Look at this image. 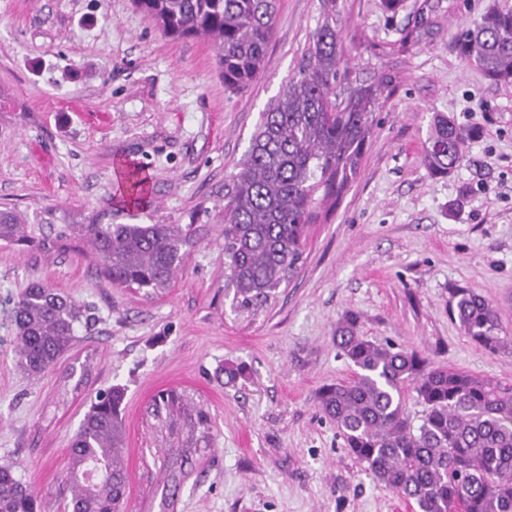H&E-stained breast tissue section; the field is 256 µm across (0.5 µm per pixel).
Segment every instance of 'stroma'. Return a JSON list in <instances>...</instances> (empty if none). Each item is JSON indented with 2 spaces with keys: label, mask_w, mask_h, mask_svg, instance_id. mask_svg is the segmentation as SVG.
Wrapping results in <instances>:
<instances>
[{
  "label": "stroma",
  "mask_w": 512,
  "mask_h": 512,
  "mask_svg": "<svg viewBox=\"0 0 512 512\" xmlns=\"http://www.w3.org/2000/svg\"><path fill=\"white\" fill-rule=\"evenodd\" d=\"M422 3L393 14L383 0H342L346 61L363 78L390 73L393 91L372 116L356 181L309 226L297 275L242 311L224 295L218 194L315 28L319 0H278L263 70L237 94L209 43L165 37L132 0H0V205L27 216L57 206L82 223L107 209L129 224L210 213L168 290L149 298L112 286L88 243L0 246V464L42 512H67V448L112 386L125 390L129 512H416L348 454L318 407L321 387L353 376L332 341L348 313L369 339L512 384V352L478 346L448 314L452 289L468 288L512 332V85L491 82L451 39L512 0H441L432 35L400 58L373 56ZM437 112L478 132L445 178L424 166ZM134 167L148 178L140 208L117 190ZM33 281L83 311L70 350L39 378L18 367L6 321ZM229 368L240 372L232 384ZM164 392L182 410L161 422L148 406ZM196 412L205 434L184 422ZM173 446L188 461L169 500Z\"/></svg>",
  "instance_id": "stroma-1"
}]
</instances>
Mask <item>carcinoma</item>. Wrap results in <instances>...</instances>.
I'll list each match as a JSON object with an SVG mask.
<instances>
[{"instance_id": "obj_1", "label": "carcinoma", "mask_w": 512, "mask_h": 512, "mask_svg": "<svg viewBox=\"0 0 512 512\" xmlns=\"http://www.w3.org/2000/svg\"><path fill=\"white\" fill-rule=\"evenodd\" d=\"M172 39L206 38L216 52L224 89L247 90L263 67L274 31L275 0H132ZM320 18L293 74L261 113L235 171L224 181L225 289L238 308L261 306L295 276L316 207L338 200L356 179L372 134V113L392 76L349 80L337 29L339 0H319ZM436 5L424 3L414 25L388 51L407 52L430 32ZM461 57L495 83H512V9L494 8L456 33ZM469 131L435 113L424 163L446 177L461 162ZM146 178L128 174L126 191L142 202ZM197 229L191 224H123L104 212L89 224H71L45 207L28 221L0 207V242L50 250L85 241L103 276L147 297L165 291L183 265ZM450 315L464 335L490 352L512 348V334L492 304L456 288ZM80 307L41 282H32L12 310L19 366L41 377L71 346ZM336 348L355 367L353 378L323 386L321 411L336 424L344 447L380 484L411 501L418 512H512V387L468 372L434 366L414 348L361 335L356 316L336 325ZM413 386L422 419L414 426L403 392ZM124 389L96 394L70 447L72 512H128L127 469L121 456ZM178 397L154 400L163 420ZM0 512H40L13 466L0 465Z\"/></svg>"}]
</instances>
